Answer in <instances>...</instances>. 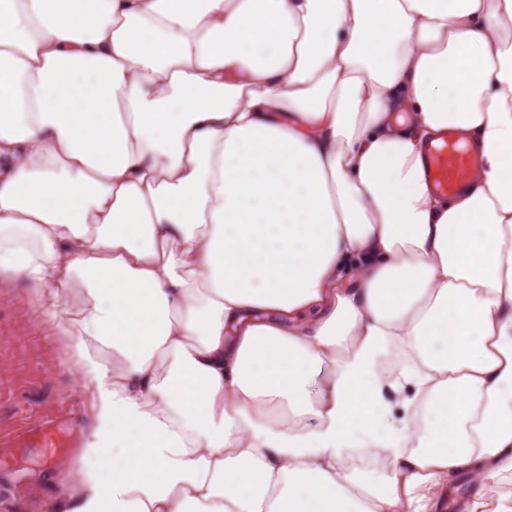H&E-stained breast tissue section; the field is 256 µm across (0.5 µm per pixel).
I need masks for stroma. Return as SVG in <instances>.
I'll return each mask as SVG.
<instances>
[{
    "label": "stroma",
    "instance_id": "1",
    "mask_svg": "<svg viewBox=\"0 0 512 512\" xmlns=\"http://www.w3.org/2000/svg\"><path fill=\"white\" fill-rule=\"evenodd\" d=\"M36 311L27 289L0 284V512H52V485L73 475L92 409L63 337ZM46 423L66 440L49 457L33 434Z\"/></svg>",
    "mask_w": 512,
    "mask_h": 512
}]
</instances>
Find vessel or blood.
<instances>
[{
  "label": "vessel or blood",
  "mask_w": 512,
  "mask_h": 512,
  "mask_svg": "<svg viewBox=\"0 0 512 512\" xmlns=\"http://www.w3.org/2000/svg\"><path fill=\"white\" fill-rule=\"evenodd\" d=\"M477 160L476 148L461 146L455 130H448L425 155L428 176L437 192L454 194L468 183Z\"/></svg>",
  "instance_id": "b4317fda"
}]
</instances>
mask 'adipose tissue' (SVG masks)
Returning a JSON list of instances; mask_svg holds the SVG:
<instances>
[{"instance_id": "1", "label": "adipose tissue", "mask_w": 512, "mask_h": 512, "mask_svg": "<svg viewBox=\"0 0 512 512\" xmlns=\"http://www.w3.org/2000/svg\"><path fill=\"white\" fill-rule=\"evenodd\" d=\"M2 281L93 398L53 512H512V0H0ZM476 160L477 149L461 147L453 129H448L425 155L429 179L442 195L457 193L468 184Z\"/></svg>"}]
</instances>
